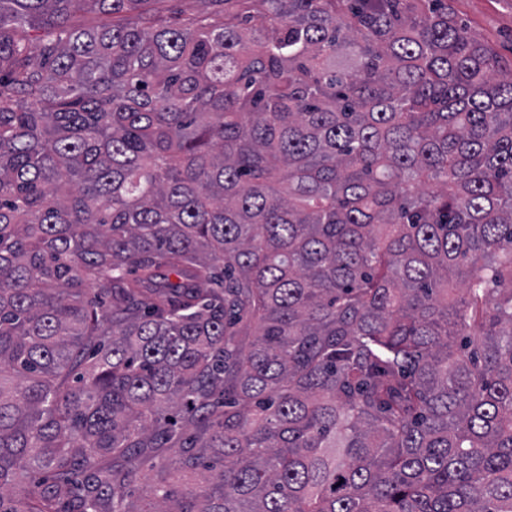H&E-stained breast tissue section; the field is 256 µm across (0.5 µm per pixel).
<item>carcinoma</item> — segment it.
<instances>
[{
    "label": "carcinoma",
    "instance_id": "obj_1",
    "mask_svg": "<svg viewBox=\"0 0 512 512\" xmlns=\"http://www.w3.org/2000/svg\"><path fill=\"white\" fill-rule=\"evenodd\" d=\"M163 2L0 0V512H512L504 58Z\"/></svg>",
    "mask_w": 512,
    "mask_h": 512
}]
</instances>
